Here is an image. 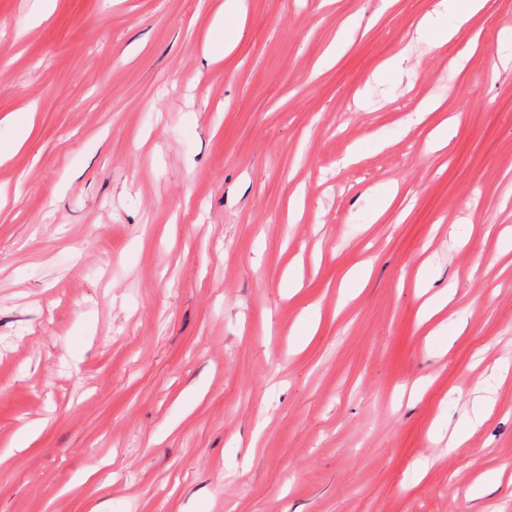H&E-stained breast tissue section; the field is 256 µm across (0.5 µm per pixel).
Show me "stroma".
<instances>
[{
	"label": "stroma",
	"instance_id": "35a3bbf8",
	"mask_svg": "<svg viewBox=\"0 0 512 512\" xmlns=\"http://www.w3.org/2000/svg\"><path fill=\"white\" fill-rule=\"evenodd\" d=\"M222 2L0 0V512H512V0ZM487 0H440L435 4L432 11L425 16L417 27V33L427 29L433 32V46L439 48L448 42V35H454L460 27L466 23L475 13H477ZM450 13L456 24L452 30H448V25H443L440 18L444 15L448 17ZM35 106L29 105L23 109L20 120L15 125L14 138L8 143H2L0 140V157L10 155L17 150L27 138L35 115ZM473 413L463 424L456 425L448 438V451L461 447L474 428L482 425L493 408V402L485 396L474 398Z\"/></svg>",
	"mask_w": 512,
	"mask_h": 512
}]
</instances>
